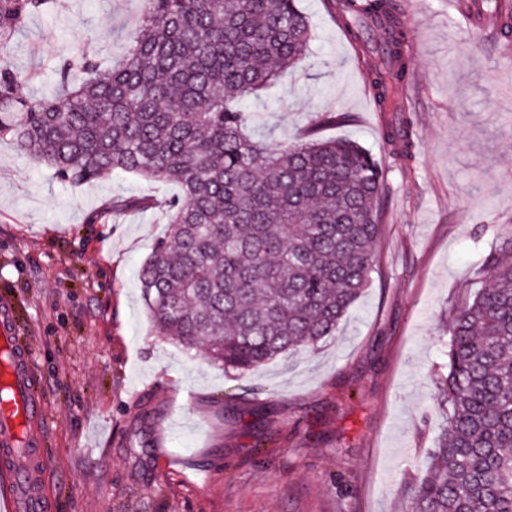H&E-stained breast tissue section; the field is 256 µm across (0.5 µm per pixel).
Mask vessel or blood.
Returning <instances> with one entry per match:
<instances>
[{
  "label": "vessel or blood",
  "mask_w": 512,
  "mask_h": 512,
  "mask_svg": "<svg viewBox=\"0 0 512 512\" xmlns=\"http://www.w3.org/2000/svg\"><path fill=\"white\" fill-rule=\"evenodd\" d=\"M0 380L10 396L0 401V453L8 466L0 471V512H47L44 464L35 430L45 404L42 382L32 370L30 354L13 336L10 309H0Z\"/></svg>",
  "instance_id": "b4317fda"
}]
</instances>
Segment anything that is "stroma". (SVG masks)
<instances>
[{"instance_id":"1","label":"stroma","mask_w":512,"mask_h":512,"mask_svg":"<svg viewBox=\"0 0 512 512\" xmlns=\"http://www.w3.org/2000/svg\"><path fill=\"white\" fill-rule=\"evenodd\" d=\"M330 4L301 0L307 59L246 104L276 143L319 113H349L321 137L359 142L387 172L372 285L317 350L242 376L159 335L138 270L177 186L126 173L74 186L0 141V306L43 383L51 512H402L440 422L445 314L480 288L477 268L512 229V43L472 35L454 0H404L416 148L400 170L369 90L377 60ZM141 10L63 0L13 36L7 61L42 92L85 47L104 67L121 58ZM128 198L150 206L112 214Z\"/></svg>"}]
</instances>
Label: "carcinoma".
<instances>
[{"mask_svg":"<svg viewBox=\"0 0 512 512\" xmlns=\"http://www.w3.org/2000/svg\"><path fill=\"white\" fill-rule=\"evenodd\" d=\"M141 29L105 71L91 51L64 61L51 91L0 63V140L85 184L113 172L174 183L168 230L139 269L163 336L246 374L335 335L370 286L385 172L360 144L318 136L350 115L325 112L294 143L249 130L244 101L300 66L310 43L299 0H144ZM49 0H0V60ZM351 41L383 34L370 77L382 111L411 75L400 0H336ZM414 122L396 112L384 137L414 160ZM512 235L484 262L485 281L452 312L435 373L443 424L425 473L407 480L406 512H512Z\"/></svg>","mask_w":512,"mask_h":512,"instance_id":"carcinoma-1","label":"carcinoma"}]
</instances>
